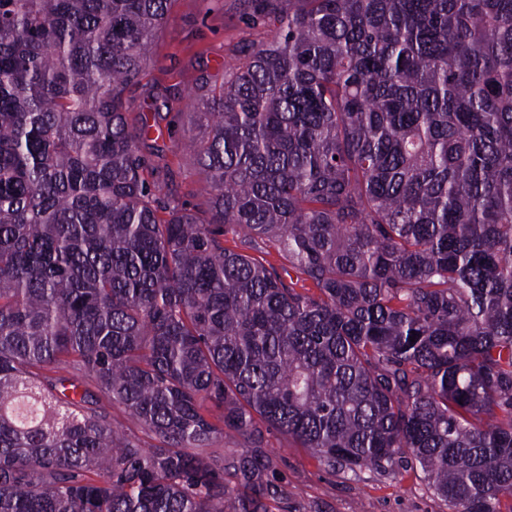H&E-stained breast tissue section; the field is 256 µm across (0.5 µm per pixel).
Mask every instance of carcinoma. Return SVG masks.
Segmentation results:
<instances>
[{"instance_id": "obj_1", "label": "carcinoma", "mask_w": 512, "mask_h": 512, "mask_svg": "<svg viewBox=\"0 0 512 512\" xmlns=\"http://www.w3.org/2000/svg\"><path fill=\"white\" fill-rule=\"evenodd\" d=\"M239 2L186 207L169 0H0V512H273L270 431L512 512V0ZM90 388L98 393L102 402L106 405L112 420L114 419V421L122 423L125 426H129L131 429H133L138 434V436L142 439V441L145 442V446H149L151 444H156V441H154L150 438L147 431H145L139 425H136L132 421L128 420L127 415L124 413V411L121 407H119L117 405L111 406L105 395L98 392L97 389L94 388L93 386H90Z\"/></svg>"}]
</instances>
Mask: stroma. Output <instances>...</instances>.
Returning <instances> with one entry per match:
<instances>
[{"mask_svg":"<svg viewBox=\"0 0 512 512\" xmlns=\"http://www.w3.org/2000/svg\"><path fill=\"white\" fill-rule=\"evenodd\" d=\"M272 34V27L252 25L242 17L236 0H170L168 22L155 40L140 84L127 98L131 112L160 113L166 161L183 201L194 203L199 179L183 144L200 134L194 113L202 95L222 84L239 43L260 44ZM160 98L168 100L167 108L157 109ZM266 441L278 453L270 479L288 491V504L278 512H448L410 459L388 475L370 469L333 472L278 433H267Z\"/></svg>","mask_w":512,"mask_h":512,"instance_id":"stroma-1","label":"stroma"}]
</instances>
